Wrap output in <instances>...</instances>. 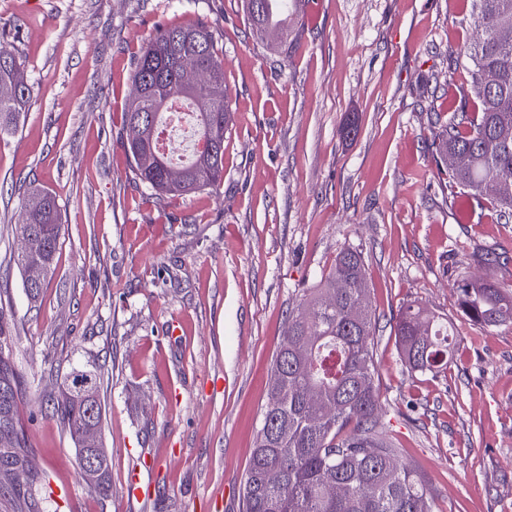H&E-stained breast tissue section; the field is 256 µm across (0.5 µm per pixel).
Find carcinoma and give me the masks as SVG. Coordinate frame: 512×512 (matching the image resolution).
<instances>
[{"instance_id": "obj_1", "label": "carcinoma", "mask_w": 512, "mask_h": 512, "mask_svg": "<svg viewBox=\"0 0 512 512\" xmlns=\"http://www.w3.org/2000/svg\"><path fill=\"white\" fill-rule=\"evenodd\" d=\"M273 0H244L257 35L288 52V25L270 15ZM482 37L470 49L472 82L461 92L448 123L435 128L439 155L459 156L448 183L474 195L498 177L512 179V0H472ZM195 68L210 79L186 82ZM135 95L126 127L146 123L124 142L132 173L148 190L186 196L224 182V148L196 151L174 164L159 151L157 132L167 103L181 98L198 107V138H224L231 112L224 89V60L204 25L157 27L133 61ZM32 84L12 51L0 44V136L17 128ZM498 215L512 216V191L490 195ZM34 231L36 254L46 273L62 232L56 197L29 192L20 233ZM460 312L485 328L512 326V290L488 279L461 276L454 284ZM375 314L369 305L361 253L346 249L330 272L288 315L285 341L272 364L270 397L242 484V512H435L424 477L405 463L383 431L379 371L374 359ZM400 359L414 372L447 367L448 322L415 303L396 317ZM54 413L82 452L88 408L64 385ZM0 433L8 442L0 458L25 459L23 431L12 412L11 388L0 387ZM275 479H270V474Z\"/></svg>"}]
</instances>
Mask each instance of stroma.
Instances as JSON below:
<instances>
[{"instance_id": "obj_1", "label": "stroma", "mask_w": 512, "mask_h": 512, "mask_svg": "<svg viewBox=\"0 0 512 512\" xmlns=\"http://www.w3.org/2000/svg\"><path fill=\"white\" fill-rule=\"evenodd\" d=\"M312 2L283 55L242 0H0V39L33 84L0 140V357L27 447L25 468L0 466V512H27L36 474L51 488L38 512H240L288 314L348 248L376 313L387 435L437 512H512V326L475 325L453 288L465 271L512 289V219L450 187L431 149L471 82L449 63L478 38L471 2ZM196 23L224 60V183L154 195L123 148L132 61L155 26ZM36 186L63 227L34 303L17 257ZM410 302L453 328L438 374L400 362L394 326ZM75 367L100 377L104 497L52 412ZM135 473L151 497L128 496Z\"/></svg>"}]
</instances>
